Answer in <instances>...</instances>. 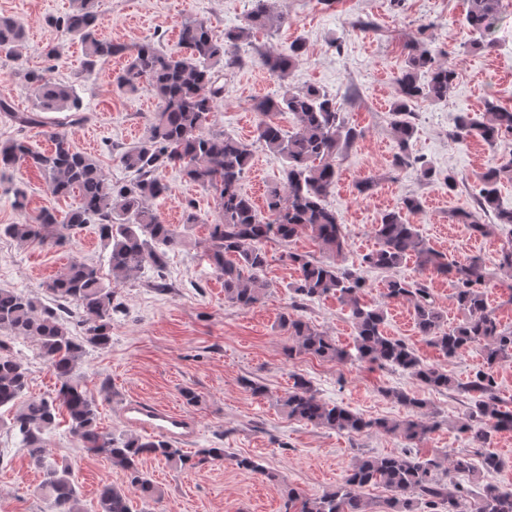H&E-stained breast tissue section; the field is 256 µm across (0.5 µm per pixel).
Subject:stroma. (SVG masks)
I'll return each mask as SVG.
<instances>
[{"instance_id": "obj_1", "label": "stroma", "mask_w": 512, "mask_h": 512, "mask_svg": "<svg viewBox=\"0 0 512 512\" xmlns=\"http://www.w3.org/2000/svg\"><path fill=\"white\" fill-rule=\"evenodd\" d=\"M252 7V0L98 2L104 36L124 45L150 40L167 52L178 51L185 19L206 20L221 34L244 26ZM70 9L71 0H0V17L11 18L24 31L18 58L0 53V99L11 101L21 112L33 109L35 98L21 78L27 68L72 85L89 115L83 125L68 130L74 146L97 156L112 180L123 183L129 175L117 154L143 137L158 100L146 84L132 95L118 90L116 78L127 63L125 56L110 57L93 73L85 72L80 43L63 40L53 24ZM274 10L284 14V23L259 31L252 42L241 45L238 63L221 73L224 95L212 118L214 128L233 134L252 151L251 165L241 181L243 191L262 211L268 189L286 182L285 163L257 140L255 102L280 95L288 87H321L335 97L348 125L363 132L337 155L336 184L324 199L348 236V250L337 259V266L358 264L362 255L376 249L374 227L383 213L399 208L404 197H417L422 209L408 214V221L448 260L481 261L489 279L487 303L502 325L512 327V281L498 269L502 250L512 246V228L501 227L481 237L454 220L456 212L472 210L477 174L512 158V136L493 145L451 136L458 113L482 116L488 100L512 108V0H501L499 19L488 35L494 43L490 50L472 46L475 35L465 20L467 0H274ZM363 20L372 21V28H360ZM413 39L432 49L439 62L457 64L460 76L446 100L414 103L416 134L411 150L424 162L397 168L391 104L397 94L396 78L404 67V45ZM296 42L302 43L303 54L287 80H279L262 65L260 55L288 53ZM57 44L63 47L62 56L48 58V49ZM426 165L437 172V179L423 177ZM448 174L457 179L455 189H448L443 181ZM159 177L168 193L153 206L164 222L181 225L189 205L199 217L192 230L193 245L169 255L167 292H156L142 275L113 282L108 253L95 225L68 230L65 241L54 247L24 245L0 234V288H15L51 304L45 284L74 258L94 264L104 281L113 282L120 309L112 320V343L89 350L83 365L86 389L99 404L103 431L130 432L121 408L136 397L192 417L196 435L185 443L186 452L220 445L281 477L280 482H271L218 460L177 470L146 457L140 467L163 488L164 497L153 502L131 494L133 512H285L286 487L319 496L343 484L356 458L399 455L407 449L423 458L466 454L476 465L485 453L499 455L502 468L477 475L472 488L481 491L486 483L512 488V432L496 434L489 449L473 447L460 429L472 405L465 393L426 387L408 372L390 366L289 356L293 340L280 318L292 310L291 285L297 272L284 253L292 250L323 260V253L307 236L286 247L269 245L265 278L270 286L264 298L251 308L232 305L225 302L224 281L204 253L210 226L220 219L214 191L192 182L175 166L162 169ZM370 177L377 178V186L359 193L358 183ZM20 192L26 197L21 208L14 204ZM79 202L75 193L53 195L35 169L18 165L0 170V225L24 223L44 208L62 215ZM364 276L368 284L364 303L384 310L385 334L405 341L423 364L442 368L460 383L484 366L480 345L445 356L418 332L407 302L384 296L387 280L424 282L447 325L454 326L465 313L453 298L449 278L422 270L412 257L389 271L365 270ZM297 312L340 347L352 348L353 323L335 295L306 303ZM6 343L10 354L29 369L27 397L54 396L59 384L37 343L13 336ZM297 374L310 381L321 399L370 420H402L409 415L404 405L385 396V389L415 394L426 402V419L434 428L411 444L376 430L352 436L288 419L276 400ZM104 380L110 383L106 393L100 390ZM252 381L265 387V396L252 394L248 387ZM187 390L195 392L196 403L186 402ZM47 460L71 464L85 512H94L103 484L120 488L128 484L123 470L105 456L87 453L64 423L49 437ZM41 480L20 439L0 428V512H44Z\"/></svg>"}]
</instances>
